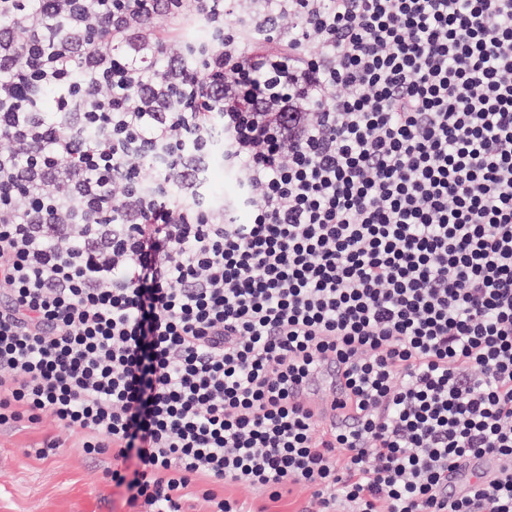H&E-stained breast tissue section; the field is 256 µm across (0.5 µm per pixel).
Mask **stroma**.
<instances>
[{
  "instance_id": "stroma-1",
  "label": "stroma",
  "mask_w": 512,
  "mask_h": 512,
  "mask_svg": "<svg viewBox=\"0 0 512 512\" xmlns=\"http://www.w3.org/2000/svg\"><path fill=\"white\" fill-rule=\"evenodd\" d=\"M59 446L38 456L45 438ZM78 437L44 415L34 427L21 431L0 429V512H128L125 490L103 478L112 464L111 455L86 456ZM226 495L269 512H315L309 491L297 489L277 503L262 492L230 486Z\"/></svg>"
}]
</instances>
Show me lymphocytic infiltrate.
<instances>
[{
    "instance_id": "f902f5d3",
    "label": "lymphocytic infiltrate",
    "mask_w": 512,
    "mask_h": 512,
    "mask_svg": "<svg viewBox=\"0 0 512 512\" xmlns=\"http://www.w3.org/2000/svg\"><path fill=\"white\" fill-rule=\"evenodd\" d=\"M0 283V427L133 510L512 512V0H0ZM322 387L334 390L336 398L327 405L319 406L317 413L323 419L333 423L336 421V415L339 411L337 406L345 401L344 380L336 368V362L321 367L309 383L298 385L294 390V396L296 400L308 403L311 399L315 400V394ZM226 496H232L244 501L248 506L258 508L265 505L268 512H317L316 505L311 499L310 492L307 490L294 489L290 496L283 498L278 503L270 502L262 492L243 486H227L224 488Z\"/></svg>"
}]
</instances>
